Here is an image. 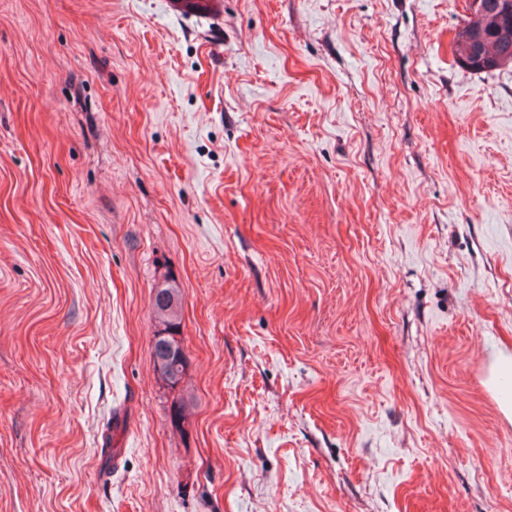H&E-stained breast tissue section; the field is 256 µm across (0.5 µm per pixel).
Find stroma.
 I'll use <instances>...</instances> for the list:
<instances>
[{"instance_id": "35a3bbf8", "label": "stroma", "mask_w": 512, "mask_h": 512, "mask_svg": "<svg viewBox=\"0 0 512 512\" xmlns=\"http://www.w3.org/2000/svg\"><path fill=\"white\" fill-rule=\"evenodd\" d=\"M464 7L0 0V512H512V64ZM169 9L181 18H195L211 24L218 23L224 17V0H168ZM502 28L495 34L493 30L485 28V32L493 38L479 42L477 40L479 31L481 30V21H474L467 15L464 18L463 25L457 30L453 39V52L455 60L462 67L474 73H485L488 71L473 70L463 64L462 61H468L472 54L480 53L488 56L485 60L487 68L501 66L509 61L508 58H501L498 55L506 54L511 58L512 63V14L510 17L501 19ZM491 55H497L491 57ZM166 284V277L157 283L156 288H163ZM162 293L169 294V300H164L154 293L153 310L156 327L162 325H174L180 330L181 325V289L177 282H173L163 288ZM174 301V304H173Z\"/></svg>"}]
</instances>
